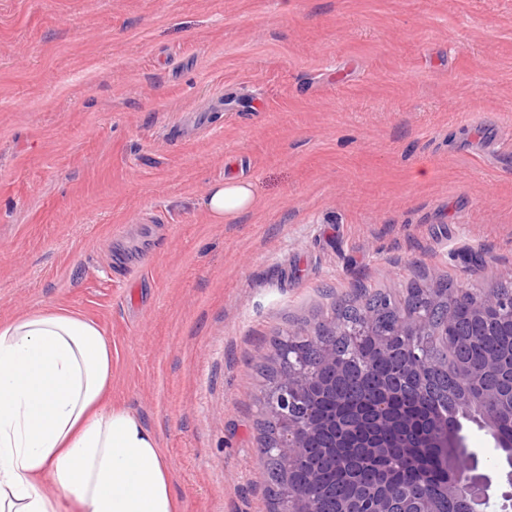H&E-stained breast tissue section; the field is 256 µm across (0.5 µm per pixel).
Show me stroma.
I'll use <instances>...</instances> for the list:
<instances>
[{
	"label": "stroma",
	"mask_w": 512,
	"mask_h": 512,
	"mask_svg": "<svg viewBox=\"0 0 512 512\" xmlns=\"http://www.w3.org/2000/svg\"><path fill=\"white\" fill-rule=\"evenodd\" d=\"M439 279L512 282V0H0V320L102 328L181 512H269L280 339ZM256 201L252 184L242 181L213 183L205 194L204 205L216 224L234 220Z\"/></svg>",
	"instance_id": "1"
}]
</instances>
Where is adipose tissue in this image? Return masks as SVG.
<instances>
[{"instance_id":"adipose-tissue-1","label":"adipose tissue","mask_w":512,"mask_h":512,"mask_svg":"<svg viewBox=\"0 0 512 512\" xmlns=\"http://www.w3.org/2000/svg\"><path fill=\"white\" fill-rule=\"evenodd\" d=\"M255 201L227 181L204 205L221 224ZM111 382L96 322L56 308L0 321V512H180L157 436L107 401Z\"/></svg>"}]
</instances>
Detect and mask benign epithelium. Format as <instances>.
<instances>
[{"mask_svg":"<svg viewBox=\"0 0 512 512\" xmlns=\"http://www.w3.org/2000/svg\"><path fill=\"white\" fill-rule=\"evenodd\" d=\"M470 307L474 318L494 311L500 318L512 323V299H505L496 291L473 293L467 289L448 298V312L438 322L429 320L423 307L403 312L398 324L388 333L376 337V349L390 355L402 351L419 374L429 369L433 360L427 355L426 344L437 342L443 350L476 341L481 331L455 335L448 339V327L453 324L456 307ZM313 345L316 362L308 363L299 348L300 342ZM287 366L266 393V411L279 425V436L268 454L275 456L288 471L296 465L310 466L312 480L319 478L318 468L308 456V448L321 441V450L339 455L349 473L354 474L367 462L386 455L389 448L402 449V459L409 467L426 472L431 468H448V455L467 463L462 471H455L444 485V491L464 504V512H486L492 498L501 499V510L512 509V470L491 472L480 465L474 453L461 451L465 438L460 421L444 415L432 417L427 427L414 430L407 424L403 411L395 407L401 396L397 388L385 384L375 403L366 400L351 404L350 414L343 418L329 404L330 376L342 371L336 363V349L318 336L300 339L288 336L283 350ZM494 392L483 390L466 395L465 410L478 414L479 426L491 437L494 447L512 449V436L499 434V424L512 420V402L487 409ZM281 506L278 512H311L312 494L303 488L285 482L280 490ZM343 512H433L431 500L416 490L404 497L383 485L365 498L348 503Z\"/></svg>","mask_w":512,"mask_h":512,"instance_id":"7a95c632","label":"benign epithelium"}]
</instances>
